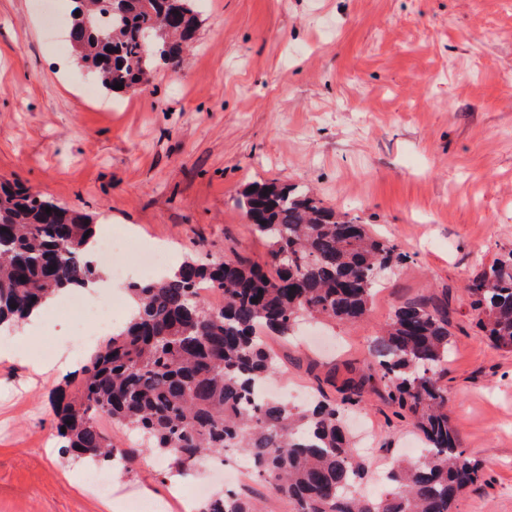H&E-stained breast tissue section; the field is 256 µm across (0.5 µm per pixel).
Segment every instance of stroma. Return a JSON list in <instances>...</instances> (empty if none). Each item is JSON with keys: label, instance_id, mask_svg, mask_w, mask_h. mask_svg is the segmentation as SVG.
<instances>
[{"label": "stroma", "instance_id": "stroma-1", "mask_svg": "<svg viewBox=\"0 0 512 512\" xmlns=\"http://www.w3.org/2000/svg\"><path fill=\"white\" fill-rule=\"evenodd\" d=\"M34 3L0 0V180L180 261H266L235 204L254 183L311 189L369 225L406 261L380 276L362 321H304L292 338L268 337L272 382L341 402L400 302H447L448 419L483 464L456 512H512V353L491 346L466 290L512 251V0H199L178 70L93 99ZM74 342L54 321L11 348L79 367L85 355L66 353ZM65 386L0 361V512H113L49 444L51 399ZM345 414L367 422L354 441L370 445L373 486L418 433L380 384ZM112 435L134 451L122 486L166 501L163 459L131 431Z\"/></svg>", "mask_w": 512, "mask_h": 512}]
</instances>
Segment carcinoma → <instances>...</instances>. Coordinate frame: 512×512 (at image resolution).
<instances>
[{
    "mask_svg": "<svg viewBox=\"0 0 512 512\" xmlns=\"http://www.w3.org/2000/svg\"><path fill=\"white\" fill-rule=\"evenodd\" d=\"M197 2L79 0L80 13L67 17L71 48L101 88H146L156 58L178 69L197 26ZM236 204L268 244L265 265L190 258L170 277L130 283L135 311L90 353L71 394L55 400L62 453L100 466L126 459L99 425L106 418L136 433L149 452L173 458L181 475L241 451L293 512H455L481 467L448 422V391L438 376L450 353L448 305L432 297L400 304L345 397L351 402L364 385L384 383L396 414L412 419L424 444L419 459L393 464L384 489L365 495L366 468L338 406L254 404L251 396L277 371L266 336L286 338L307 317L362 320L378 273L406 255L295 185L254 184ZM94 238L87 215L1 183L0 326L23 323L48 295L99 277L83 255ZM203 285L224 294L223 307L208 303ZM467 292L493 347L512 352V251L482 268ZM199 512L256 507L246 493H215Z\"/></svg>",
    "mask_w": 512,
    "mask_h": 512,
    "instance_id": "cac0c4a2",
    "label": "carcinoma"
}]
</instances>
